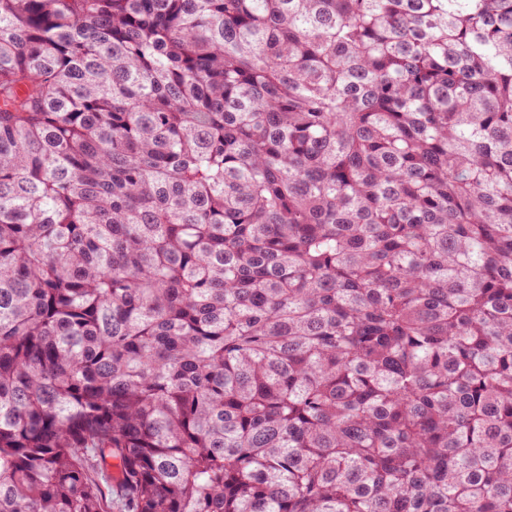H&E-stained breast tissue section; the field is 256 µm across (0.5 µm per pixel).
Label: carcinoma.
<instances>
[{"label":"carcinoma","instance_id":"1","mask_svg":"<svg viewBox=\"0 0 512 512\" xmlns=\"http://www.w3.org/2000/svg\"><path fill=\"white\" fill-rule=\"evenodd\" d=\"M114 507L512 512V0H0V512Z\"/></svg>","mask_w":512,"mask_h":512}]
</instances>
